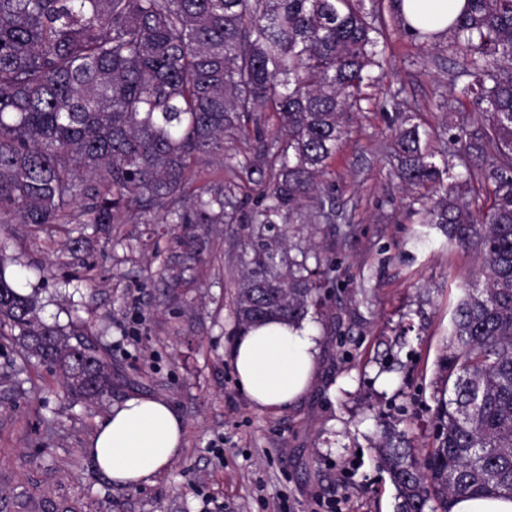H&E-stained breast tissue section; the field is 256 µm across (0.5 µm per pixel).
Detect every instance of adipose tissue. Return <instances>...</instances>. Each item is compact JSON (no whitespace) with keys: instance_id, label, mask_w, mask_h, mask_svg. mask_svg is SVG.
Returning <instances> with one entry per match:
<instances>
[{"instance_id":"ef3b65f1","label":"adipose tissue","mask_w":512,"mask_h":512,"mask_svg":"<svg viewBox=\"0 0 512 512\" xmlns=\"http://www.w3.org/2000/svg\"><path fill=\"white\" fill-rule=\"evenodd\" d=\"M465 0H401L405 21L414 28L446 29ZM319 343L306 325L269 320L242 328L231 362L238 385L252 405L265 410L296 401L317 370ZM180 417L164 399L132 396L99 422L86 452L118 486H138L162 474L183 442Z\"/></svg>"}]
</instances>
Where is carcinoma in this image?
<instances>
[{
    "instance_id": "obj_1",
    "label": "carcinoma",
    "mask_w": 512,
    "mask_h": 512,
    "mask_svg": "<svg viewBox=\"0 0 512 512\" xmlns=\"http://www.w3.org/2000/svg\"><path fill=\"white\" fill-rule=\"evenodd\" d=\"M464 45L461 90L486 125L464 134L468 176L492 187L487 209L460 200L421 147L397 132L406 188L441 195L423 223L477 246L481 276L461 286L448 331L433 446L422 454L386 428L372 449L396 512H452L460 496L512 497V0H466L448 28ZM364 0H0V224L40 230L119 224H222L234 181L188 192L203 158L224 164V134L250 135L261 162L255 225L240 257L235 317L307 320L336 286L332 260L288 254V228L327 217L323 177L384 50ZM280 128L271 140L255 113ZM53 366L67 392L112 390L106 357L76 328L46 325L0 258V328Z\"/></svg>"
}]
</instances>
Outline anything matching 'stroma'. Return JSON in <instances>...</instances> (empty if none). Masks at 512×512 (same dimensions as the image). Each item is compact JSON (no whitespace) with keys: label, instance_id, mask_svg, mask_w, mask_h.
I'll list each match as a JSON object with an SVG mask.
<instances>
[{"label":"stroma","instance_id":"1","mask_svg":"<svg viewBox=\"0 0 512 512\" xmlns=\"http://www.w3.org/2000/svg\"><path fill=\"white\" fill-rule=\"evenodd\" d=\"M396 4L365 0L382 18L386 61L329 162L327 218L290 230L291 243L333 259L339 283L310 322L317 378L292 404L255 408L231 364L243 225L115 224L87 231L75 253L65 233L0 228L6 274L38 292L43 320L82 324L112 364L111 392L88 403L0 330V512H394L371 442L391 423L430 447L451 311L482 264L479 250L424 230L434 196L404 189L394 130L409 117L426 152L455 165L452 135L484 122L471 103L444 106L469 81L464 48L449 35L434 47L412 38ZM134 394L180 413L182 450L151 483L117 487L85 448L97 420Z\"/></svg>","mask_w":512,"mask_h":512}]
</instances>
